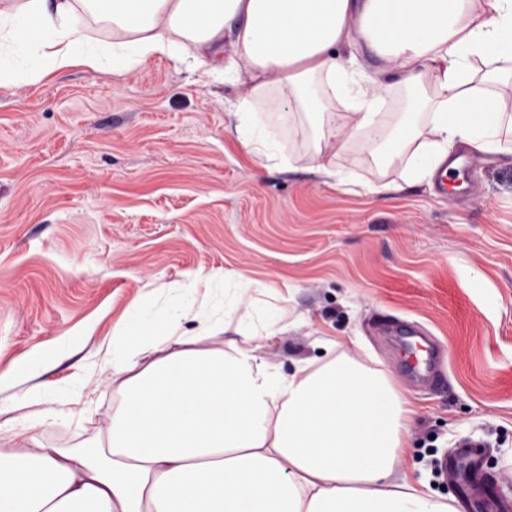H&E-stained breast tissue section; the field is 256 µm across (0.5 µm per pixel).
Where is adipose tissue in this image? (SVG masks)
Masks as SVG:
<instances>
[{
  "mask_svg": "<svg viewBox=\"0 0 512 512\" xmlns=\"http://www.w3.org/2000/svg\"><path fill=\"white\" fill-rule=\"evenodd\" d=\"M189 43L236 89L231 132L262 166L380 195L336 157L428 186L459 146L512 157V0H0V84L121 75ZM265 289L224 269L129 305L100 362L108 450L1 448L0 512H457L401 470L410 409L384 377L265 359L288 330Z\"/></svg>",
  "mask_w": 512,
  "mask_h": 512,
  "instance_id": "ef3b65f1",
  "label": "adipose tissue"
}]
</instances>
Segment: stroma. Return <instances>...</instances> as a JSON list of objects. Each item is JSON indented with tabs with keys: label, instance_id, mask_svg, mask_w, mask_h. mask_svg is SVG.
<instances>
[{
	"label": "stroma",
	"instance_id": "stroma-1",
	"mask_svg": "<svg viewBox=\"0 0 512 512\" xmlns=\"http://www.w3.org/2000/svg\"><path fill=\"white\" fill-rule=\"evenodd\" d=\"M234 96L190 58L0 87V370L26 366L0 385V448L104 445L113 324L149 289L227 268L292 324L267 361L332 341L408 400L401 466L434 498L457 497L437 463L466 439L512 499V164L475 155L443 194H348L258 165L227 130ZM384 315L445 345V387L403 382ZM78 370L79 401L26 400Z\"/></svg>",
	"mask_w": 512,
	"mask_h": 512
}]
</instances>
